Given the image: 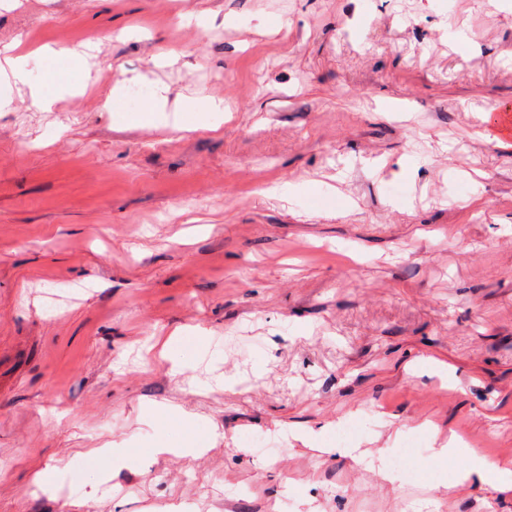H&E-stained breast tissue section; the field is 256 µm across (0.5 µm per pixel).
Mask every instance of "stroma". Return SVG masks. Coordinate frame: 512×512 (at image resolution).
<instances>
[{"instance_id": "1", "label": "stroma", "mask_w": 512, "mask_h": 512, "mask_svg": "<svg viewBox=\"0 0 512 512\" xmlns=\"http://www.w3.org/2000/svg\"><path fill=\"white\" fill-rule=\"evenodd\" d=\"M446 2L0 6L94 47L0 82V512H512V0ZM88 50H90L88 45L59 49L47 48L48 57L65 64L67 68L65 71L49 70L48 76L42 84L29 85L30 96L42 111L52 112L57 101L69 92L72 74L79 73L82 79L88 77L83 67ZM510 107H500L490 112H486L482 116V124L488 131L500 135L512 133V117Z\"/></svg>"}]
</instances>
